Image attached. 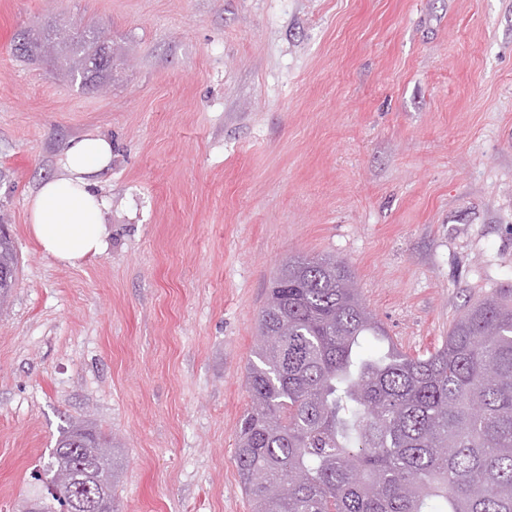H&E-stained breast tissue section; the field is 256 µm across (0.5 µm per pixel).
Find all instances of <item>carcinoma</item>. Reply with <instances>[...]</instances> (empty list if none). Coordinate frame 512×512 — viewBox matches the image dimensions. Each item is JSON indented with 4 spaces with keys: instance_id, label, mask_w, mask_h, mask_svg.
Wrapping results in <instances>:
<instances>
[{
    "instance_id": "carcinoma-1",
    "label": "carcinoma",
    "mask_w": 512,
    "mask_h": 512,
    "mask_svg": "<svg viewBox=\"0 0 512 512\" xmlns=\"http://www.w3.org/2000/svg\"><path fill=\"white\" fill-rule=\"evenodd\" d=\"M61 71L99 90L119 54L89 26L57 37ZM24 59L45 45L15 46ZM18 253L0 230V303ZM272 333L267 345L261 337ZM388 343L364 353L360 339ZM233 462L252 512H512V291L471 305L441 345L410 355L367 310L346 264L289 257L258 323ZM114 447L92 424L71 422L44 469L45 494L23 512H60L55 474L82 491L74 512L112 503Z\"/></svg>"
}]
</instances>
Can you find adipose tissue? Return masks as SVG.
Returning a JSON list of instances; mask_svg holds the SVG:
<instances>
[{"label": "adipose tissue", "instance_id": "1", "mask_svg": "<svg viewBox=\"0 0 512 512\" xmlns=\"http://www.w3.org/2000/svg\"><path fill=\"white\" fill-rule=\"evenodd\" d=\"M111 161L109 138L75 139L61 160L62 175L44 181L30 198V231L45 256L73 265L102 253L106 202L95 191V177Z\"/></svg>", "mask_w": 512, "mask_h": 512}]
</instances>
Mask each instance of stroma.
<instances>
[{
    "instance_id": "stroma-1",
    "label": "stroma",
    "mask_w": 512,
    "mask_h": 512,
    "mask_svg": "<svg viewBox=\"0 0 512 512\" xmlns=\"http://www.w3.org/2000/svg\"><path fill=\"white\" fill-rule=\"evenodd\" d=\"M94 23L101 91L20 38ZM112 140L106 247L45 257L28 199ZM0 512L70 421L116 441L114 512H251L233 463L270 279L336 255L411 354L512 290V0H0ZM0 224V304L9 296L17 280L18 253L11 235L2 231Z\"/></svg>"
}]
</instances>
